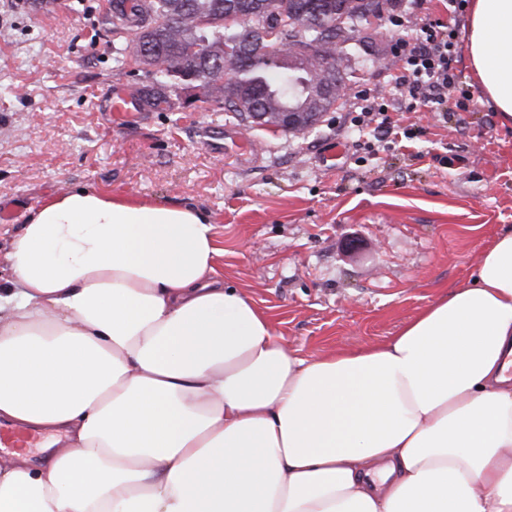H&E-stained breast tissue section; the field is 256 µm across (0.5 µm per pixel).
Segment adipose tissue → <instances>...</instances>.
Segmentation results:
<instances>
[{
  "mask_svg": "<svg viewBox=\"0 0 512 512\" xmlns=\"http://www.w3.org/2000/svg\"><path fill=\"white\" fill-rule=\"evenodd\" d=\"M466 63L512 125V0ZM199 210L89 188L8 243L0 512H512V230L395 336L303 357L217 269Z\"/></svg>",
  "mask_w": 512,
  "mask_h": 512,
  "instance_id": "1",
  "label": "adipose tissue"
}]
</instances>
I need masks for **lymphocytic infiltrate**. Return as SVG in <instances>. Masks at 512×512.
Wrapping results in <instances>:
<instances>
[{
    "mask_svg": "<svg viewBox=\"0 0 512 512\" xmlns=\"http://www.w3.org/2000/svg\"><path fill=\"white\" fill-rule=\"evenodd\" d=\"M458 16L450 20H423L412 34L396 39L393 56L399 67L389 74L390 98L372 90L359 91L349 112L350 124L368 134L362 147L376 155L412 147L424 133L415 125L404 126L391 118L395 112H444L458 82L453 65Z\"/></svg>",
    "mask_w": 512,
    "mask_h": 512,
    "instance_id": "f902f5d3",
    "label": "lymphocytic infiltrate"
}]
</instances>
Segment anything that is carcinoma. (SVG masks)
<instances>
[{
  "mask_svg": "<svg viewBox=\"0 0 512 512\" xmlns=\"http://www.w3.org/2000/svg\"><path fill=\"white\" fill-rule=\"evenodd\" d=\"M140 0H115V66H133L146 73L148 83L137 90L145 109L163 110L181 90H199L196 108L218 105L243 122L253 112L276 115L290 109L320 118L336 105L323 92L325 76L314 60H336V46L354 39L366 16L382 9V0H288L294 21L284 24L282 0H151V13L134 26L125 23L139 12ZM237 22L226 25L224 16ZM270 34L289 53H256L252 45ZM231 85L244 93L227 103L229 86L220 83L224 72ZM292 74L296 95L285 98L280 79Z\"/></svg>",
  "mask_w": 512,
  "mask_h": 512,
  "instance_id": "carcinoma-1",
  "label": "carcinoma"
}]
</instances>
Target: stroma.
<instances>
[{
  "label": "stroma",
  "mask_w": 512,
  "mask_h": 512,
  "mask_svg": "<svg viewBox=\"0 0 512 512\" xmlns=\"http://www.w3.org/2000/svg\"><path fill=\"white\" fill-rule=\"evenodd\" d=\"M103 2L0 0L1 246L76 187L195 206L216 226L225 282L310 356L394 335L512 227V127L467 70L464 40L461 109L403 116L424 129L417 157L365 154L347 119L350 92H384L396 66L391 16L442 17V0H398L379 28L342 44L348 94L297 137L198 110L190 90L162 111H102L111 92L146 81L115 68Z\"/></svg>",
  "instance_id": "35a3bbf8"
}]
</instances>
